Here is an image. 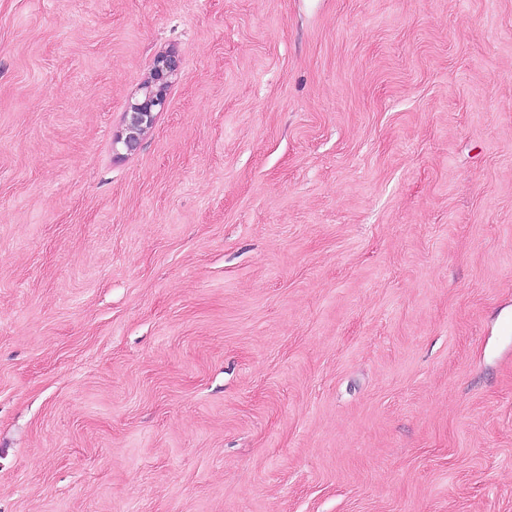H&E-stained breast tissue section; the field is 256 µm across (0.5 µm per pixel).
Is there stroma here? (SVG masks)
I'll return each mask as SVG.
<instances>
[{
  "mask_svg": "<svg viewBox=\"0 0 512 512\" xmlns=\"http://www.w3.org/2000/svg\"><path fill=\"white\" fill-rule=\"evenodd\" d=\"M0 512H512V0H0ZM180 59L173 50L159 53L149 77L141 84L140 93L129 103L121 130L114 145H121L126 154L135 152L144 135L153 127L157 114L168 106L167 91L180 72Z\"/></svg>",
  "mask_w": 512,
  "mask_h": 512,
  "instance_id": "stroma-1",
  "label": "stroma"
}]
</instances>
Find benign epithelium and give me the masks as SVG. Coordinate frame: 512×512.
Listing matches in <instances>:
<instances>
[{
    "instance_id": "7a95c632",
    "label": "benign epithelium",
    "mask_w": 512,
    "mask_h": 512,
    "mask_svg": "<svg viewBox=\"0 0 512 512\" xmlns=\"http://www.w3.org/2000/svg\"><path fill=\"white\" fill-rule=\"evenodd\" d=\"M179 72L180 59L175 51L166 50L156 56L149 77L140 86L138 97L129 103L114 145L121 146L128 154L139 148L144 135L153 127L157 114L167 108V91Z\"/></svg>"
}]
</instances>
